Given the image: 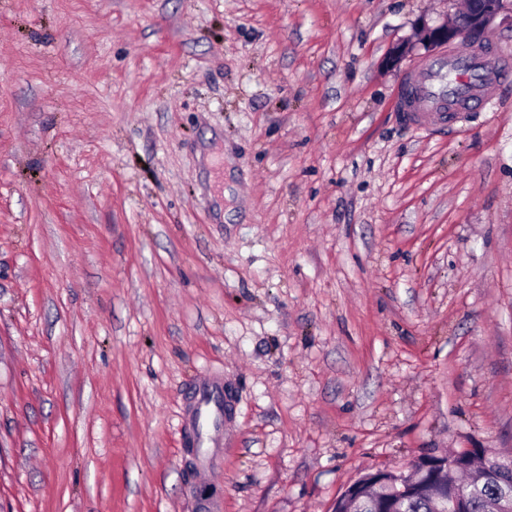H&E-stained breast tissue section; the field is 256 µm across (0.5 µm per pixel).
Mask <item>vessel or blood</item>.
Returning <instances> with one entry per match:
<instances>
[{
    "label": "vessel or blood",
    "mask_w": 512,
    "mask_h": 512,
    "mask_svg": "<svg viewBox=\"0 0 512 512\" xmlns=\"http://www.w3.org/2000/svg\"><path fill=\"white\" fill-rule=\"evenodd\" d=\"M497 76V69L481 55L440 56L421 69L419 104L423 111L441 117L456 108L480 106L487 83ZM222 392L223 385L215 378L203 379L196 386L200 413L193 416L192 424L199 434L200 458L205 463L211 461L210 448L217 444L224 426V415L215 406Z\"/></svg>",
    "instance_id": "b4317fda"
}]
</instances>
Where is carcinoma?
<instances>
[{
	"label": "carcinoma",
	"mask_w": 512,
	"mask_h": 512,
	"mask_svg": "<svg viewBox=\"0 0 512 512\" xmlns=\"http://www.w3.org/2000/svg\"><path fill=\"white\" fill-rule=\"evenodd\" d=\"M427 470L364 475L336 500L333 512H434L435 498L460 500L462 512H494L502 495L512 493V457L488 448L463 449L448 456L423 455Z\"/></svg>",
	"instance_id": "obj_1"
}]
</instances>
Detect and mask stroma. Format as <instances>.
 I'll return each instance as SVG.
<instances>
[{
  "mask_svg": "<svg viewBox=\"0 0 512 512\" xmlns=\"http://www.w3.org/2000/svg\"><path fill=\"white\" fill-rule=\"evenodd\" d=\"M459 8L0 0V512H331L512 454V73L423 129L385 62ZM223 387L217 378L203 379L196 386L197 406L202 415L199 416L196 410L192 418V424L200 433L198 448H202L200 453L202 463L211 461L212 455L209 448H214L210 446H215L218 443V438L224 426V412L222 413L215 406L216 400L222 395ZM194 427L190 430L189 436H196Z\"/></svg>",
  "mask_w": 512,
  "mask_h": 512,
  "instance_id": "1",
  "label": "stroma"
}]
</instances>
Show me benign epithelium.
Returning <instances> with one entry per match:
<instances>
[{"mask_svg":"<svg viewBox=\"0 0 512 512\" xmlns=\"http://www.w3.org/2000/svg\"><path fill=\"white\" fill-rule=\"evenodd\" d=\"M507 0H467L462 17L453 22L446 20L418 23V44L424 55L448 47L450 49L477 48L483 43L484 34L495 25L497 18L506 10Z\"/></svg>","mask_w":512,"mask_h":512,"instance_id":"obj_1","label":"benign epithelium"}]
</instances>
